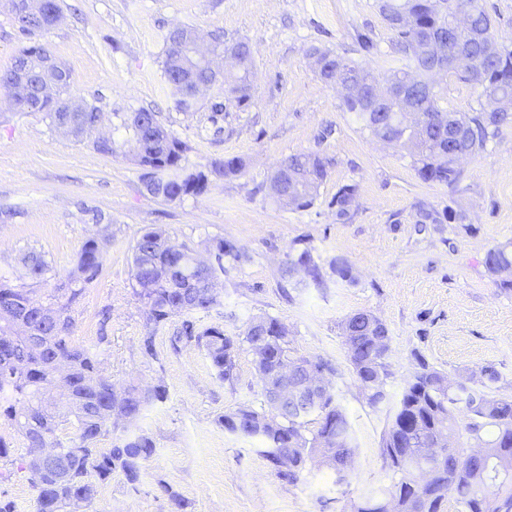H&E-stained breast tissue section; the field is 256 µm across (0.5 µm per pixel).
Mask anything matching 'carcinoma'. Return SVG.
<instances>
[{
	"label": "carcinoma",
	"instance_id": "carcinoma-1",
	"mask_svg": "<svg viewBox=\"0 0 512 512\" xmlns=\"http://www.w3.org/2000/svg\"><path fill=\"white\" fill-rule=\"evenodd\" d=\"M450 2L470 14L469 27L451 24ZM379 10L391 32L393 64L377 73L361 62L315 48L312 54L317 58L319 78L326 85L355 89L342 96L344 111L353 114L361 129L372 137L391 138L394 146L408 151L421 180L452 185L461 177V171L448 143L440 139L436 123L453 120L458 133L455 149L468 156L483 153L503 127L512 123V110L497 109L499 101L512 100V47L496 37L492 16L483 0H380ZM59 16L58 0H45L37 11L19 8L13 13V20L20 33L30 36L49 31ZM176 33L175 27L165 36L167 51L163 61L165 78L175 88L181 85L191 63L188 56L174 48ZM437 40L471 60V65L463 69L447 66V71L469 85L476 95V106L468 112L448 111L443 106L444 88L430 79L436 59L425 47ZM49 57L51 53L42 43L22 48L11 66L0 71V91L19 109L46 112L51 124L58 128L65 120L66 113L60 108L67 103L71 84V73L64 64L54 62L63 80L53 96L30 92L21 101L11 93L17 71L35 73ZM378 87L391 91L384 104L370 96ZM224 95L240 107L248 105L251 95L246 78L227 85ZM405 107L422 117V126L413 133L397 125L393 118V113ZM102 112L101 105L85 104L71 113L74 134L95 126ZM115 118V129L130 135L139 165L147 171H158L159 181L151 187L152 195L176 203L207 191V175L185 171L184 143L155 113L117 112ZM283 164L288 166V177L271 178L272 194L290 197L291 206L297 209L311 206L327 177L326 162L311 152L293 154ZM357 192V185H345L329 206L336 208L338 216L346 217ZM168 240L165 229L149 227L133 248L134 293L145 305L147 314L148 334L142 337L141 349L145 355L155 356L157 333L172 317L183 315L180 335L174 337L172 345L185 341L202 348L216 376L231 382L236 376V357L242 345L255 350L256 334L252 327L232 335L219 324L200 328L191 315L219 305L212 289L215 273L224 271L227 264L238 263L241 251L218 239L212 248L214 263L201 266L196 264L191 247L175 249L168 245ZM103 260V244L93 238L86 240L68 281L43 301L34 299L31 289L0 273V336L12 335L13 320L19 319L21 328L32 336L42 337L41 349L37 351L23 343L17 346L13 364L6 362L0 351V419H6L26 439L28 447L47 449L39 465L28 458L20 467L37 492L38 512H66L78 501L92 502L97 493L93 476L104 481L119 471L129 484H138L145 462L155 452L152 438L140 431L126 430L112 440L111 447H97L112 421L122 418L131 424L146 406L167 397L165 386L159 383L117 386L102 375L100 348L106 337H98L97 344L90 346L73 342L71 306L97 280ZM485 265L492 274L512 269V244L490 249ZM298 269L306 271L312 283L323 282L320 268L307 248L288 258L283 275L292 281ZM365 315V311L349 315L341 330L344 346L359 341L355 350H346L347 359L367 403L375 407L386 397L388 348L372 345L374 328L364 319ZM256 322L262 328L260 335L271 348L267 361L256 369L258 377L299 360L293 355L286 338L288 329L282 323L270 317H260ZM60 367L67 371L65 393L61 406L52 411L44 403V391L57 377ZM440 376L441 372L422 363L420 370L405 383L392 422L382 438L381 456L395 465L391 482L382 495L397 502L399 512H441L447 496L455 499L462 512H512V480L505 482L497 475L486 480L480 478L494 464L467 455L469 448H492L499 459L505 460L503 467L512 471V395L499 393V374L484 368L476 379L459 380L458 390L448 392L442 399L438 395ZM473 381L480 383L477 399L471 393ZM61 422L70 423L74 429L73 436L66 441L56 434ZM437 423L447 427L461 452L456 457L449 456L443 468L433 465L436 474L427 483L417 478L413 457L420 430ZM219 424L231 434L263 445L262 453L277 477L289 484L299 480L311 459L323 454L324 445L335 449L330 464L339 481L346 479L349 460L356 455L352 426L332 390L303 418L295 405H285L275 428L263 424L261 412L249 406H240L221 416Z\"/></svg>",
	"mask_w": 512,
	"mask_h": 512
}]
</instances>
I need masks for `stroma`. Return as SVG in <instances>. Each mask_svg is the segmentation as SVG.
<instances>
[{
  "label": "stroma",
  "instance_id": "stroma-1",
  "mask_svg": "<svg viewBox=\"0 0 512 512\" xmlns=\"http://www.w3.org/2000/svg\"><path fill=\"white\" fill-rule=\"evenodd\" d=\"M63 19L38 34L70 69L68 98L102 102L101 135L112 137L114 113L147 110L186 146L188 170L209 175L207 191L168 203L151 195L129 144L96 150L97 135L77 139L56 130L46 112L20 110L0 94V270L15 284L46 296L74 268L84 241L105 244L99 279L72 306L73 339L107 336L103 374L116 384H163L166 400L136 423L155 443L141 482L113 473L94 501L78 512H170L168 493L189 512H350L352 504L389 484L381 440L406 381L419 361L449 377L490 367L501 393L512 394V288L484 263L494 246L512 242V126L482 154L464 159L450 186L418 178L412 159L379 147L344 112L336 87L311 64L319 47L358 58L356 33L371 30L378 44L368 58L381 70L392 56L391 33L377 0H59ZM188 26L201 37L223 30L226 44L247 40L253 52L249 106L224 103L213 111L204 91L195 112L178 111L165 81V33ZM317 152L328 175L311 207L273 201L269 178L288 156ZM239 157L240 175L224 176L225 158ZM358 187L348 218L329 202L344 185ZM451 209L460 220L437 222ZM101 211L106 223L91 220ZM160 226L176 245L208 259L212 241L235 242L244 259L217 273L220 304L196 316L198 325L241 333L255 317H272L289 331L297 354L329 360L332 385L354 432L357 452L347 482L312 464L294 484L282 482L256 442L232 435L220 416L246 405L267 408L253 355L242 349L233 382L220 381L204 351L173 349V317L145 356L146 308L134 293L132 254L145 228ZM310 249L322 286L293 288L282 280L289 255ZM36 253L49 270L32 280L26 259ZM345 262L351 279L332 273ZM377 314L389 333L387 399L369 406L350 369L340 336L356 311ZM27 442L15 437L0 461V497L15 512H37L36 492L20 466Z\"/></svg>",
  "mask_w": 512,
  "mask_h": 512
}]
</instances>
